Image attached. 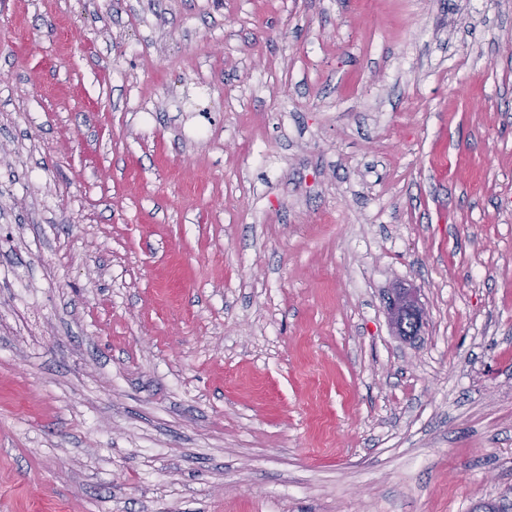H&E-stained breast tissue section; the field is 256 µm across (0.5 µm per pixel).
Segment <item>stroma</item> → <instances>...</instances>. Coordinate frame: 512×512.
<instances>
[{"mask_svg":"<svg viewBox=\"0 0 512 512\" xmlns=\"http://www.w3.org/2000/svg\"><path fill=\"white\" fill-rule=\"evenodd\" d=\"M487 503L512 0H0V512ZM387 308L398 336H413L411 325L423 324L424 310L413 288H393L387 297Z\"/></svg>","mask_w":512,"mask_h":512,"instance_id":"stroma-1","label":"stroma"}]
</instances>
